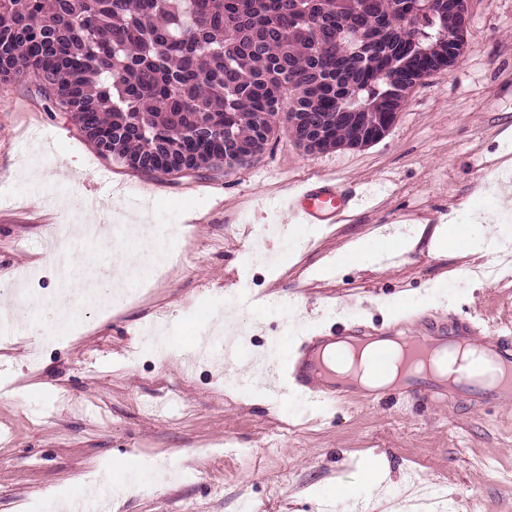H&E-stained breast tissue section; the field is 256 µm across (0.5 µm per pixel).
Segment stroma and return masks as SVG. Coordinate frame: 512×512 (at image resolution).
Masks as SVG:
<instances>
[{"mask_svg": "<svg viewBox=\"0 0 512 512\" xmlns=\"http://www.w3.org/2000/svg\"><path fill=\"white\" fill-rule=\"evenodd\" d=\"M332 173L366 191L354 221L327 229L294 225L280 197L300 181ZM512 176V0H469L465 45L455 64L423 79L395 123L360 149L311 154L289 134L233 171L175 178L148 175L102 157L35 80L0 85V309L25 272L23 298L55 302L60 284L46 263L51 241L80 245L81 224L116 225L124 192L154 204L159 241L174 264L138 299L70 339L33 340L18 318L0 350V512L35 504L54 512L51 494L92 496L86 473L102 460H153L165 478L147 491L113 497L112 512H317L338 490L370 485L399 492L410 478L444 482L479 512H512V487L495 466L512 467V404L468 415L401 402L341 408L295 402L263 407L269 391L232 389L224 355L192 374L183 353L214 318L265 338L289 311L300 322L283 341L330 321L327 300L381 324L451 301L480 312L486 327L512 323V263L436 246L449 220L491 207L488 181ZM297 238H289V226ZM407 244L376 258L379 234ZM500 264L495 288L462 267ZM168 323L166 360L139 336L156 316ZM378 461L377 473L364 466Z\"/></svg>", "mask_w": 512, "mask_h": 512, "instance_id": "1", "label": "stroma"}]
</instances>
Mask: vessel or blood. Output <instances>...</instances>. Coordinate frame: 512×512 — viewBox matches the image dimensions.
Instances as JSON below:
<instances>
[{
    "instance_id": "obj_1",
    "label": "vessel or blood",
    "mask_w": 512,
    "mask_h": 512,
    "mask_svg": "<svg viewBox=\"0 0 512 512\" xmlns=\"http://www.w3.org/2000/svg\"><path fill=\"white\" fill-rule=\"evenodd\" d=\"M286 205L300 223L339 224L360 207L361 197L342 189L337 178L320 176L289 194ZM328 313L334 326L303 337L290 355H283L280 338H270L250 357L247 381L268 382L277 403L395 400L465 413L512 403L511 326L488 332L475 316L440 310L380 329L351 317L341 305L329 306ZM459 349L467 351L468 360L456 373L424 369L427 355Z\"/></svg>"
}]
</instances>
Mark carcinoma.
Here are the masks:
<instances>
[{"label": "carcinoma", "instance_id": "cac0c4a2", "mask_svg": "<svg viewBox=\"0 0 512 512\" xmlns=\"http://www.w3.org/2000/svg\"><path fill=\"white\" fill-rule=\"evenodd\" d=\"M462 46L448 0H0L1 85L41 82L103 156L181 177L283 131L367 146Z\"/></svg>", "mask_w": 512, "mask_h": 512}]
</instances>
